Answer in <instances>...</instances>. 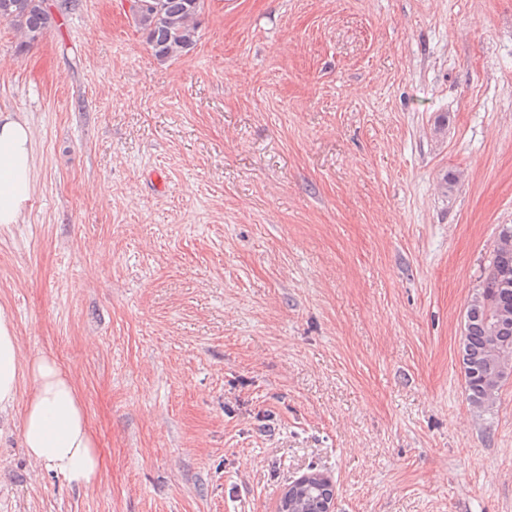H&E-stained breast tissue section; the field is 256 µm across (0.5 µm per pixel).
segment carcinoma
<instances>
[{"label": "carcinoma", "instance_id": "carcinoma-1", "mask_svg": "<svg viewBox=\"0 0 512 512\" xmlns=\"http://www.w3.org/2000/svg\"><path fill=\"white\" fill-rule=\"evenodd\" d=\"M147 6L133 14L145 32L152 55L159 61L178 57L190 50L198 37V19L204 0H146ZM0 20L14 25L23 38L21 45L39 41L53 22L44 0H0ZM512 226L504 225L481 286L471 298L464 315L460 362L467 399L476 409L495 403L506 381L496 383L493 375L501 365L512 366ZM496 341L504 354H491Z\"/></svg>", "mask_w": 512, "mask_h": 512}]
</instances>
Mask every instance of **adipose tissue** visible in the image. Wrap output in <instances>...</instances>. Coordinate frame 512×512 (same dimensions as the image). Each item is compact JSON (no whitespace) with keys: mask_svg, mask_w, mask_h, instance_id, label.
Wrapping results in <instances>:
<instances>
[{"mask_svg":"<svg viewBox=\"0 0 512 512\" xmlns=\"http://www.w3.org/2000/svg\"><path fill=\"white\" fill-rule=\"evenodd\" d=\"M34 169L28 121L0 113V224L22 222ZM25 373L33 382L21 414L28 456L73 484L96 485L102 461L73 374L44 354L23 358L14 321L0 308V410L14 407Z\"/></svg>","mask_w":512,"mask_h":512,"instance_id":"obj_1","label":"adipose tissue"}]
</instances>
